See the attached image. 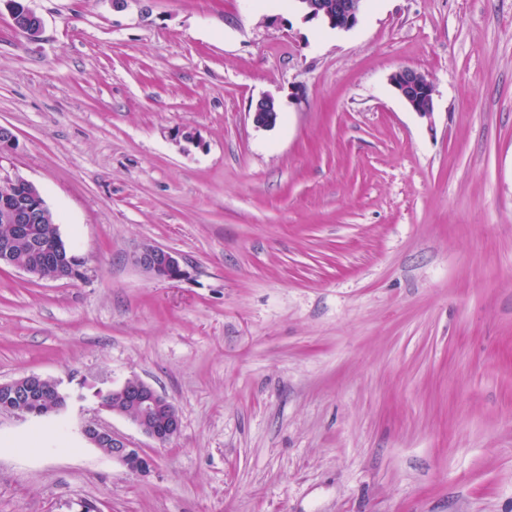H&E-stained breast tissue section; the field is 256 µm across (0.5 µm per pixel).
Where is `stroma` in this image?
<instances>
[{
	"label": "stroma",
	"instance_id": "stroma-1",
	"mask_svg": "<svg viewBox=\"0 0 512 512\" xmlns=\"http://www.w3.org/2000/svg\"><path fill=\"white\" fill-rule=\"evenodd\" d=\"M28 4L34 41L0 0V167L83 275L0 267V382L79 398L0 413V512H512V0H364L348 30L290 0ZM134 374L179 411L166 446L98 406ZM7 2L15 28L23 33L28 39H35L39 37L43 27L42 19L25 3H23L19 18H24L26 22L19 25L17 24L16 17L19 12L15 11L12 6L14 0H8ZM390 83L403 102L421 117L431 118L435 87L426 75L402 68L390 75ZM264 109L272 112H262ZM276 109H278L277 100L271 95H264L251 104L249 113L253 114V123L256 127L270 128L276 123ZM132 263L159 282L180 280L184 275L182 257L167 248L146 245L131 257ZM58 392L61 393L55 386L54 381L49 379V383L44 385L37 412L31 415L36 417H57L54 414L53 408L57 407L60 403ZM81 434L84 440L96 447L101 448L105 443L111 446L108 456L118 465L125 467L131 472L145 476L153 467V459L144 451L137 448H130L129 444L119 438L112 430L97 421H88L83 424Z\"/></svg>",
	"mask_w": 512,
	"mask_h": 512
}]
</instances>
